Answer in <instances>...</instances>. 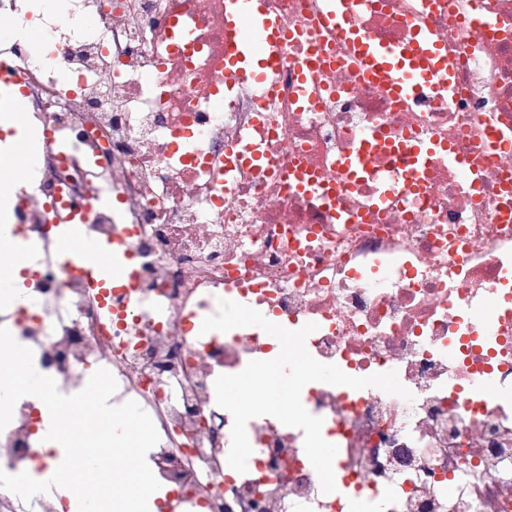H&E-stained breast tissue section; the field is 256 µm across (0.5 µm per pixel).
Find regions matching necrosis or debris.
<instances>
[{"instance_id":"1","label":"necrosis or debris","mask_w":512,"mask_h":512,"mask_svg":"<svg viewBox=\"0 0 512 512\" xmlns=\"http://www.w3.org/2000/svg\"><path fill=\"white\" fill-rule=\"evenodd\" d=\"M283 36L261 82L225 70L227 0H66L38 17L45 56L0 41V88L19 93L52 163L0 169L15 187L10 234L31 257L26 303L0 326L73 395L99 368L113 404L137 402L169 512H512V0H345L365 39L427 33L452 82L394 97L327 0H261ZM324 64L301 81L311 46ZM384 139L364 172L345 163ZM427 144L422 162L406 147ZM251 145L268 169L227 168ZM111 163H103V152ZM303 171L316 192L287 189ZM116 206H94L101 194ZM68 207L126 264L98 286L61 255ZM296 330L318 361L356 377L396 372L413 395L319 383L301 403L338 448L323 492L301 429L251 419L246 473L227 465L231 414L218 376L275 358L257 326L202 332L219 300ZM40 405L20 399L0 431V470H46Z\"/></svg>"}]
</instances>
